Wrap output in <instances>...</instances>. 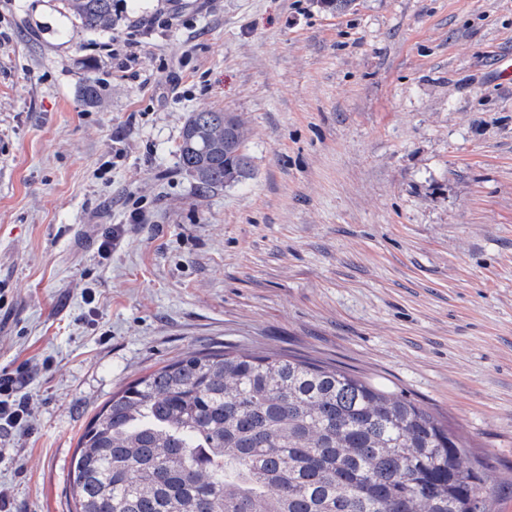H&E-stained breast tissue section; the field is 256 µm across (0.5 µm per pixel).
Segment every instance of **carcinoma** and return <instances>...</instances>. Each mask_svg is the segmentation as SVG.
Returning <instances> with one entry per match:
<instances>
[{
    "instance_id": "cac0c4a2",
    "label": "carcinoma",
    "mask_w": 512,
    "mask_h": 512,
    "mask_svg": "<svg viewBox=\"0 0 512 512\" xmlns=\"http://www.w3.org/2000/svg\"><path fill=\"white\" fill-rule=\"evenodd\" d=\"M34 35L110 33L114 0H49ZM249 128L191 112L178 166L201 191L250 179ZM72 512H490L483 469L428 408L337 367L192 352L133 381L78 438Z\"/></svg>"
}]
</instances>
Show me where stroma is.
Wrapping results in <instances>:
<instances>
[{
  "mask_svg": "<svg viewBox=\"0 0 512 512\" xmlns=\"http://www.w3.org/2000/svg\"><path fill=\"white\" fill-rule=\"evenodd\" d=\"M44 10L0 0V370L25 367L32 403L0 433L17 512H70L113 393L225 348L401 391L512 512V0H118L112 34L68 43L31 35ZM130 33L135 62L104 51ZM218 109L247 120L254 176L202 192L177 147Z\"/></svg>",
  "mask_w": 512,
  "mask_h": 512,
  "instance_id": "1",
  "label": "stroma"
}]
</instances>
